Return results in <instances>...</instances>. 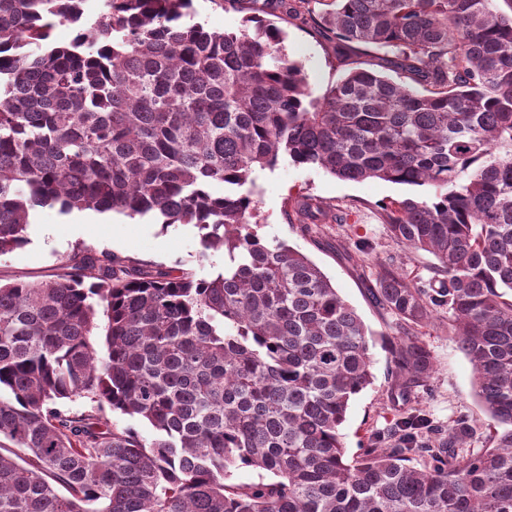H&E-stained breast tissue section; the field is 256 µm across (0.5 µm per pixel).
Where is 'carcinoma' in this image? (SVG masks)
<instances>
[{"label":"carcinoma","instance_id":"cac0c4a2","mask_svg":"<svg viewBox=\"0 0 512 512\" xmlns=\"http://www.w3.org/2000/svg\"><path fill=\"white\" fill-rule=\"evenodd\" d=\"M259 1L338 54L385 51L386 70L357 61L314 98L284 30L256 14L219 32L192 0H106L93 21L86 0H0V255L28 243L36 205L191 224L199 258L224 250L210 279L82 246L58 279L0 284V512H512V15L493 0ZM63 24L75 35L57 46ZM282 162L431 188L379 209L434 276L382 265L370 293L394 317L404 396L434 372L419 329L448 309L501 427L489 447L471 448L464 416L412 415L345 458L373 332L306 254L248 224L257 172ZM293 212L307 234L343 221L310 196Z\"/></svg>","mask_w":512,"mask_h":512}]
</instances>
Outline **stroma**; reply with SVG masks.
I'll return each mask as SVG.
<instances>
[{"instance_id":"1","label":"stroma","mask_w":512,"mask_h":512,"mask_svg":"<svg viewBox=\"0 0 512 512\" xmlns=\"http://www.w3.org/2000/svg\"><path fill=\"white\" fill-rule=\"evenodd\" d=\"M193 10L196 21L220 31L238 28L247 15L243 5L233 6L227 0H193ZM282 27L286 52L290 59L302 63L313 95H321L347 72L348 61L336 55L333 41L325 34L296 20L283 22ZM258 184L250 224L256 225L260 235L286 241L307 254L374 333L370 343L373 381L353 398L340 429L347 457H355L371 434L414 411L440 426L457 416H468L476 430L474 448L486 447L498 424L475 397L472 367L448 328L447 310H440L423 330L422 339L434 356L433 375L402 398L390 378V349L396 337L392 319L373 303L365 288L366 276L383 264L430 277L434 257L408 252L392 241L378 214L379 203L405 197L420 199L426 188L379 180L342 181L323 171L288 163L260 172ZM306 195L346 213V223L327 225L315 238L304 235L300 225L290 222L288 213L295 200ZM28 237L25 247L0 256L1 283L57 278L63 274L68 256L81 245L197 278L224 269L223 252L215 251L207 260H199L196 228L183 224L165 228L150 216L115 214L99 221L91 210L65 214L55 206L37 207L30 212ZM360 243L365 246L361 253L356 250Z\"/></svg>"}]
</instances>
